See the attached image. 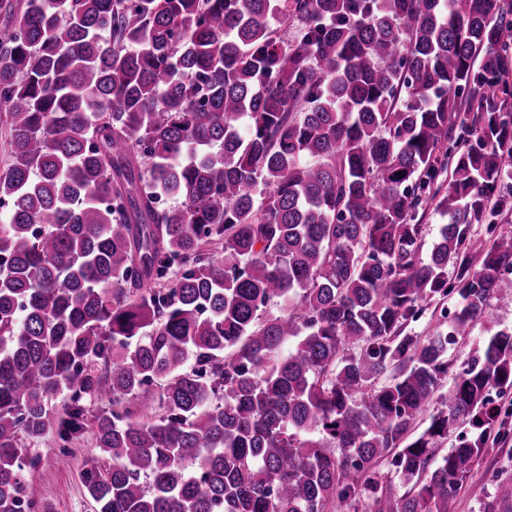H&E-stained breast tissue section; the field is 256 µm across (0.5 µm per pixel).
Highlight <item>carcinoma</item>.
<instances>
[{
	"instance_id": "carcinoma-1",
	"label": "carcinoma",
	"mask_w": 512,
	"mask_h": 512,
	"mask_svg": "<svg viewBox=\"0 0 512 512\" xmlns=\"http://www.w3.org/2000/svg\"><path fill=\"white\" fill-rule=\"evenodd\" d=\"M510 32L503 0L0 3V512L88 399L96 512H450L512 387V328L448 358L512 291V234L466 258L512 172Z\"/></svg>"
}]
</instances>
